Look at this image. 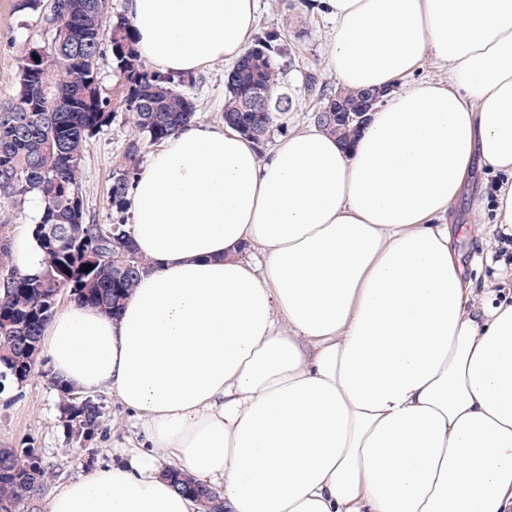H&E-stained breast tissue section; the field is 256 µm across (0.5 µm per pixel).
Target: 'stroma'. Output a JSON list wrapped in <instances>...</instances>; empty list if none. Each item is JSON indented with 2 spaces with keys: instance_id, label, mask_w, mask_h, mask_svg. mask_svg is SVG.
<instances>
[{
  "instance_id": "obj_1",
  "label": "stroma",
  "mask_w": 512,
  "mask_h": 512,
  "mask_svg": "<svg viewBox=\"0 0 512 512\" xmlns=\"http://www.w3.org/2000/svg\"><path fill=\"white\" fill-rule=\"evenodd\" d=\"M14 3L15 0H0V105L13 98L17 73L26 50L47 45L51 39L44 21L15 13ZM295 18L306 29L307 35L299 43L293 37H286L285 51L277 59L281 69V87L293 98V107L283 118L291 132L303 131L314 125L312 116L319 101L316 93L307 87L308 74H316L324 89L333 91L338 86L325 57V46L332 28L330 21L307 7L306 0H296ZM227 73V66L220 64L197 73V82L189 91L197 105V123L223 127ZM130 130L125 114H118L110 128L89 139L85 146L82 189L87 213L94 223L108 224L112 221L108 189L112 183L114 161L122 151ZM497 182L495 173L482 165H474L467 193L449 217L452 224L471 227L470 233L454 238L453 245L466 278L473 282L484 303L493 299H512V279L504 282L494 279L490 265L501 252L499 232L489 225L476 226L470 203L475 192L492 197ZM51 377V368L44 362L35 367L22 388L0 394V448L39 449L44 462L54 468L57 474L54 484L58 487L97 465L128 461L133 446L143 441L141 431L135 418L106 391L100 394L107 416L105 429L85 446L67 447L58 411V393Z\"/></svg>"
}]
</instances>
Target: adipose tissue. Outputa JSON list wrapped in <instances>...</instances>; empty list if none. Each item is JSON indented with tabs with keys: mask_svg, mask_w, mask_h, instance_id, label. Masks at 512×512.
Wrapping results in <instances>:
<instances>
[{
	"mask_svg": "<svg viewBox=\"0 0 512 512\" xmlns=\"http://www.w3.org/2000/svg\"><path fill=\"white\" fill-rule=\"evenodd\" d=\"M341 86L384 90L351 147L268 151L192 123L131 195L150 262L118 314L71 304L41 341L69 388L112 392L146 447L47 512H512V303L477 302L446 218L474 162L512 233V0H313ZM164 73L237 61L258 0H126ZM447 82L415 80L426 59ZM171 480L174 486L182 493L187 494L193 498L204 503V506L210 512H223V505L220 502L222 493L220 490L216 491L206 487L205 485L193 482L190 478L176 470L170 472Z\"/></svg>",
	"mask_w": 512,
	"mask_h": 512,
	"instance_id": "ef3b65f1",
	"label": "adipose tissue"
}]
</instances>
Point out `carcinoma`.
Masks as SVG:
<instances>
[{
	"instance_id": "cac0c4a2",
	"label": "carcinoma",
	"mask_w": 512,
	"mask_h": 512,
	"mask_svg": "<svg viewBox=\"0 0 512 512\" xmlns=\"http://www.w3.org/2000/svg\"><path fill=\"white\" fill-rule=\"evenodd\" d=\"M72 41L57 37L42 47L39 60L29 51L19 66L12 101L0 106V208H19L34 198L40 206L31 233L43 252L33 273L21 274L9 262L10 239L0 224V393L20 388L41 356L44 328L66 292L73 302L104 313L118 311L149 262L135 249L128 231V193L148 147L174 135L196 119L189 95L196 80L177 81L146 66L136 48L128 20L119 15L104 25L109 0H63ZM15 12L44 15V0H15ZM274 31L257 39L229 70L224 122L264 144L292 98L279 91L278 41ZM110 47L115 83L105 87L99 60ZM257 91L270 93L265 110L253 104ZM367 89L340 87L319 94L321 107L339 99L349 116L332 123L313 114L315 125L350 143L362 127L355 110L366 104ZM125 112L133 131L116 160L108 192L112 223L87 222L81 163L88 139L107 130ZM86 265L92 266L88 272ZM67 443L81 442L86 428L98 432L106 422L101 399L71 396L58 378ZM174 486L202 503L208 512H223L222 493L174 470ZM55 471L30 448H0V512H20L36 502L54 480Z\"/></svg>"
}]
</instances>
